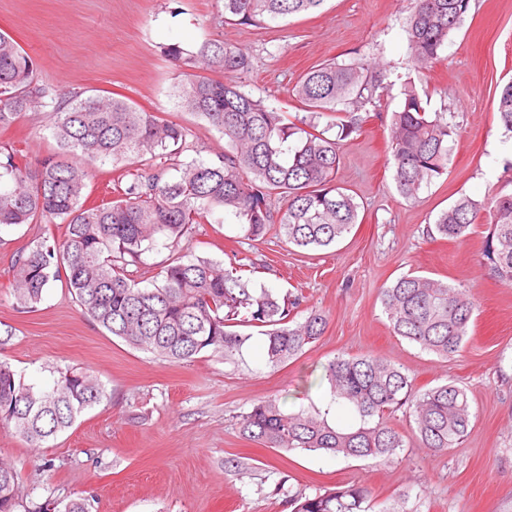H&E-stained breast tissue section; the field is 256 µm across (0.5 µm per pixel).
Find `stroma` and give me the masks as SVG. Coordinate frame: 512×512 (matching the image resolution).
Masks as SVG:
<instances>
[{"mask_svg": "<svg viewBox=\"0 0 512 512\" xmlns=\"http://www.w3.org/2000/svg\"><path fill=\"white\" fill-rule=\"evenodd\" d=\"M407 16L406 0H326L315 13L247 26L225 21L216 0H0V32L35 59L42 81L67 94L118 95L180 123L191 133L187 162L215 159L224 140L181 108L180 77L163 45L192 49L220 39L245 48L253 64L246 91L276 107L288 103L304 73L333 59L378 63L386 85L379 106L367 110L363 134L340 152L336 182L360 205V222L344 239L312 251L275 238L242 244L229 212L209 217L192 238L202 256L230 263L247 255L258 267L254 280L268 287L303 284L308 305L328 314L319 340L285 365H268L259 334L233 362L210 350L176 363L133 349L93 323L60 281L37 311L23 312L5 292L11 256L45 227L0 230V323L13 332L0 358L28 383L47 385L80 368L106 389L100 404L46 447L0 429V461L16 468L25 499L83 494L91 512H290L276 487L312 494L359 484L379 508L405 491L408 512H512V287L483 255L488 225L456 241L426 234L460 196L512 194V142L497 121L500 90L512 81V0H471L440 60L423 70L411 62ZM408 82L428 112L445 113L460 132L447 172L413 200L399 194L387 151L390 117ZM49 125L47 113H25L0 130V143L37 160L55 145ZM410 272L474 295L459 356L443 359L393 334L379 295ZM365 353L403 364L417 389L446 382L463 388L472 412L463 441L433 454L414 440L401 460L376 465L284 453L240 436L237 415L270 396L285 412L324 411L338 426H358L355 413L332 403L321 375L336 355ZM45 458L54 471L40 470ZM232 459L246 476L226 471Z\"/></svg>", "mask_w": 512, "mask_h": 512, "instance_id": "35a3bbf8", "label": "stroma"}]
</instances>
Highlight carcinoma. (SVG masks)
<instances>
[{"instance_id":"carcinoma-1","label":"carcinoma","mask_w":512,"mask_h":512,"mask_svg":"<svg viewBox=\"0 0 512 512\" xmlns=\"http://www.w3.org/2000/svg\"><path fill=\"white\" fill-rule=\"evenodd\" d=\"M224 19L263 26L291 15L313 12L325 0H216ZM470 0H411L408 45L411 61L425 68L439 58L458 29ZM163 56L182 73V106L224 138V152L206 162L185 163L192 147L181 124L146 112L124 98L67 95L41 83L33 58L12 37L0 33V129L25 112L51 113L56 151L34 162L21 150L0 145V227L52 224L60 236H45L11 259L8 287L17 308L35 312L46 288L65 282L83 313L130 347L172 362H189L212 349L232 358L242 352L253 327L266 337L268 364L278 367L300 357L328 325L314 307L299 316L303 293L281 296L241 275L239 264L200 256L185 246L195 225L217 210L239 220L241 238L272 236L299 250L328 247L358 223L360 205L336 184L342 142L359 134L358 112L381 100L384 75L361 60L331 61L307 71L290 97L302 117L244 90L241 78L251 57L237 46L210 40L194 50L178 43ZM345 106L347 121L338 113ZM500 126L512 133V82L498 100ZM326 124H321L322 119ZM335 135H330L331 130ZM457 125L440 113L429 115L413 87L403 92L391 122L390 157L400 194L414 199L423 185L448 170ZM112 162L121 170L109 202L88 205L84 191L88 162ZM177 176H170V171ZM285 207L274 211L272 202ZM487 223L484 256L499 280L512 285V195L481 201L461 196L443 211L427 235L466 237ZM164 240L171 256L141 288L127 270ZM391 329L421 350L441 358L461 352L475 299L442 280L407 274L381 289ZM332 399L353 408L360 425L331 424L304 410L288 414L276 397L237 416L239 434L284 452L330 453L376 464L399 460L406 436L389 420L407 407L412 435L434 453L460 443L471 426L466 392L453 383L425 391L414 388L404 366L373 354L338 355L323 367ZM106 396L86 370L67 369L48 386L26 383L0 361V428L35 448L72 427L85 410ZM291 512H369L370 492L338 486L313 494L286 495ZM0 512H89V499L24 501L16 470L0 463Z\"/></svg>"}]
</instances>
